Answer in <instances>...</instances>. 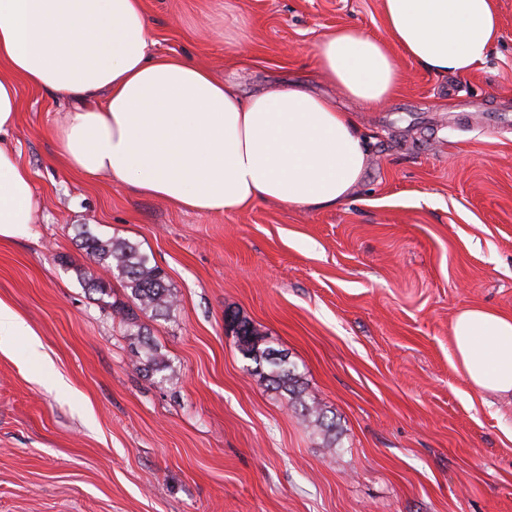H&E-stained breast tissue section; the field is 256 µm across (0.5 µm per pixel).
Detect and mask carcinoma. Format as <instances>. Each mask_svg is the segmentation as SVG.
Here are the masks:
<instances>
[{"label": "carcinoma", "instance_id": "obj_1", "mask_svg": "<svg viewBox=\"0 0 512 512\" xmlns=\"http://www.w3.org/2000/svg\"><path fill=\"white\" fill-rule=\"evenodd\" d=\"M84 250L96 266L121 280L130 290L129 303L121 308L126 335L136 337L130 352L145 373L161 374L168 366L150 343L147 328L138 324L137 312L154 316L167 314L176 304L177 295L170 288L164 272L139 247L125 240L102 239L87 230L79 232ZM237 325L243 332L245 345L239 348L242 356L255 363V372L265 378L274 390L288 392V402L298 419L330 439H336V423L324 410L303 398L302 382L286 356L277 357L265 346L264 338L247 321Z\"/></svg>", "mask_w": 512, "mask_h": 512}]
</instances>
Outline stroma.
Returning a JSON list of instances; mask_svg holds the SVG:
<instances>
[{
	"mask_svg": "<svg viewBox=\"0 0 512 512\" xmlns=\"http://www.w3.org/2000/svg\"><path fill=\"white\" fill-rule=\"evenodd\" d=\"M495 5L484 63L440 76L399 56L394 97L369 109L313 49L348 25L386 38L383 0H146L156 51L353 116L367 166L333 207L201 213L86 180L51 135L69 105L17 80L41 205L0 238V303L32 330L0 344V512H512V395L451 361L460 310L512 315V0ZM84 225L174 288L173 312L138 319L172 380L133 362L123 283L85 288ZM233 317L287 354L335 444L254 372Z\"/></svg>",
	"mask_w": 512,
	"mask_h": 512,
	"instance_id": "obj_1",
	"label": "stroma"
}]
</instances>
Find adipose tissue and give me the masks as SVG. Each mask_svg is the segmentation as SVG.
I'll return each instance as SVG.
<instances>
[{
    "label": "adipose tissue",
    "mask_w": 512,
    "mask_h": 512,
    "mask_svg": "<svg viewBox=\"0 0 512 512\" xmlns=\"http://www.w3.org/2000/svg\"><path fill=\"white\" fill-rule=\"evenodd\" d=\"M384 15L387 40L343 26L314 50L317 67L368 108L397 90L390 45L426 71L464 75L500 37L494 0H384ZM151 46L145 0H0V237L31 224L38 206L10 144L19 77L71 103L56 134L67 169L182 209L328 207L358 185L364 139L331 100L300 85L244 99L191 58ZM451 335L474 388L512 394V317L467 307Z\"/></svg>",
    "instance_id": "adipose-tissue-1"
}]
</instances>
